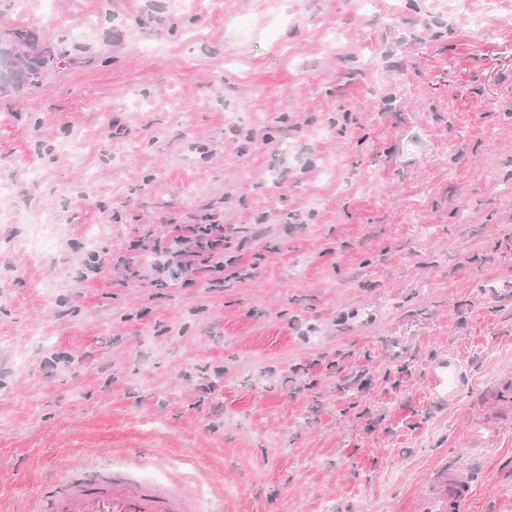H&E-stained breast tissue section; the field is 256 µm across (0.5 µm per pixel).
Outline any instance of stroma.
<instances>
[{"label": "stroma", "mask_w": 512, "mask_h": 512, "mask_svg": "<svg viewBox=\"0 0 512 512\" xmlns=\"http://www.w3.org/2000/svg\"><path fill=\"white\" fill-rule=\"evenodd\" d=\"M42 2L0 0L53 57L0 95V512L141 450L197 512H412L451 463L512 512V296L479 291L512 282V0L481 34L483 0ZM205 213L246 279L128 254Z\"/></svg>", "instance_id": "obj_1"}]
</instances>
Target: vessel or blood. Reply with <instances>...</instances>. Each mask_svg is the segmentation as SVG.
<instances>
[{
  "mask_svg": "<svg viewBox=\"0 0 512 512\" xmlns=\"http://www.w3.org/2000/svg\"><path fill=\"white\" fill-rule=\"evenodd\" d=\"M472 482L467 468L449 465L418 496L414 512H466ZM43 512H193V503L179 485L134 490L127 468L107 473L91 467L80 477L62 480Z\"/></svg>",
  "mask_w": 512,
  "mask_h": 512,
  "instance_id": "1",
  "label": "vessel or blood"
}]
</instances>
